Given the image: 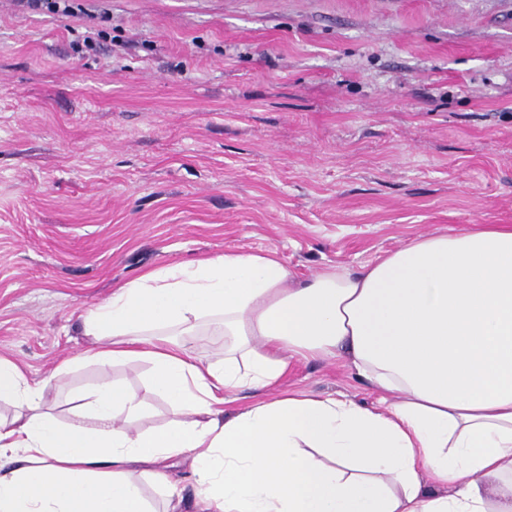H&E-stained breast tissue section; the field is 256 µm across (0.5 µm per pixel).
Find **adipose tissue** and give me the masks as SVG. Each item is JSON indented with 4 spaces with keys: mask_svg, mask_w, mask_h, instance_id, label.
<instances>
[{
    "mask_svg": "<svg viewBox=\"0 0 512 512\" xmlns=\"http://www.w3.org/2000/svg\"><path fill=\"white\" fill-rule=\"evenodd\" d=\"M214 324L196 360L172 330ZM91 361L147 360L180 417L120 425L138 395L102 379L67 424L0 357V512H151L139 482L181 492L163 463L191 455L196 512H512V225L421 235L352 273L304 282L273 251L150 271L87 310ZM341 357L393 404L275 393L288 357ZM245 389L262 397L225 417ZM192 355L202 361L217 360V353L224 349V335L180 336Z\"/></svg>",
    "mask_w": 512,
    "mask_h": 512,
    "instance_id": "1",
    "label": "adipose tissue"
}]
</instances>
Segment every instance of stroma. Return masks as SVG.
Wrapping results in <instances>:
<instances>
[{
	"label": "stroma",
	"mask_w": 512,
	"mask_h": 512,
	"mask_svg": "<svg viewBox=\"0 0 512 512\" xmlns=\"http://www.w3.org/2000/svg\"><path fill=\"white\" fill-rule=\"evenodd\" d=\"M0 0V356L46 410L102 378L177 416L85 311L147 271L275 250L297 278L512 225V0ZM107 31L87 48L84 39ZM281 389L382 392L293 356ZM22 2V5L32 9H40L52 14H62L69 16L75 14L76 10H81L79 4H74L78 0H16Z\"/></svg>",
	"instance_id": "1"
}]
</instances>
